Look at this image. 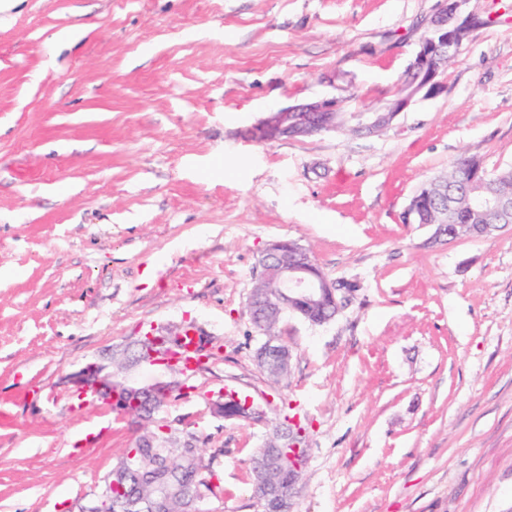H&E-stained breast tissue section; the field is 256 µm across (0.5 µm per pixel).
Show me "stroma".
<instances>
[{
	"label": "stroma",
	"mask_w": 512,
	"mask_h": 512,
	"mask_svg": "<svg viewBox=\"0 0 512 512\" xmlns=\"http://www.w3.org/2000/svg\"><path fill=\"white\" fill-rule=\"evenodd\" d=\"M437 0H14L0 12V512H70L138 434L82 401L112 346L190 324L216 359L161 412L205 448L204 512H261L250 460L298 415L293 512H512V225L430 246L411 198L470 155L512 166V0H469L442 94L374 136L258 141L265 112L382 106ZM83 37L59 44L58 31ZM355 284L288 314L286 379L257 367L248 296L268 244ZM267 422L213 414V393ZM336 294L332 292H326L325 295L317 304H298L297 307L301 306L304 314H299L304 320L314 325L324 324L336 317V310L341 311L343 304L338 295L336 298V305H334Z\"/></svg>",
	"instance_id": "stroma-1"
}]
</instances>
